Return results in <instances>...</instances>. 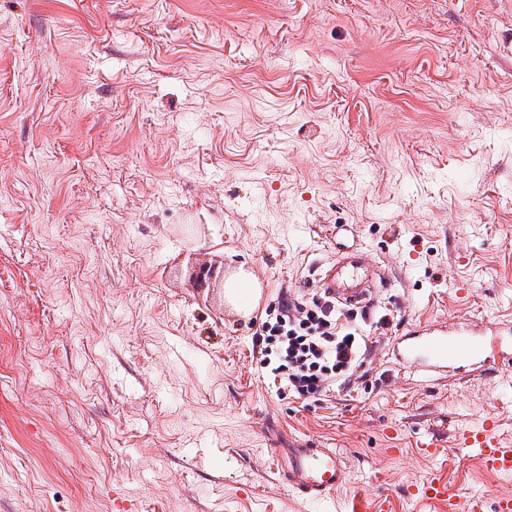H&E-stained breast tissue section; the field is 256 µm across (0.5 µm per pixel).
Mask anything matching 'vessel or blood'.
Listing matches in <instances>:
<instances>
[{
    "label": "vessel or blood",
    "instance_id": "b4317fda",
    "mask_svg": "<svg viewBox=\"0 0 512 512\" xmlns=\"http://www.w3.org/2000/svg\"><path fill=\"white\" fill-rule=\"evenodd\" d=\"M385 275L359 250L342 255L327 266L321 282L326 294L343 304H373ZM397 359L404 364L421 363L430 371L451 366H486L498 361L512 362V325L473 323L453 331L428 326L410 331L395 344ZM464 448L474 450L484 465L497 473L512 475V446L503 445L493 422L467 430ZM288 483L309 499L320 502L335 492L342 479V460L330 448H296L288 455ZM419 499L447 502L448 512H469L468 504L448 491L446 484L428 480L414 489Z\"/></svg>",
    "mask_w": 512,
    "mask_h": 512
}]
</instances>
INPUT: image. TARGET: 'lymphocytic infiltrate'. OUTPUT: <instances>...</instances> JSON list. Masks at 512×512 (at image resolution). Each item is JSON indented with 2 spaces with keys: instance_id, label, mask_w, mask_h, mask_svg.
I'll use <instances>...</instances> for the list:
<instances>
[{
  "instance_id": "1",
  "label": "lymphocytic infiltrate",
  "mask_w": 512,
  "mask_h": 512,
  "mask_svg": "<svg viewBox=\"0 0 512 512\" xmlns=\"http://www.w3.org/2000/svg\"><path fill=\"white\" fill-rule=\"evenodd\" d=\"M394 314L337 304L318 292L266 310L257 338L259 364L289 394L317 398L364 379L363 367Z\"/></svg>"
}]
</instances>
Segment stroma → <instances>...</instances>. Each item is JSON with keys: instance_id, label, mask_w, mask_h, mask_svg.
Here are the masks:
<instances>
[{"instance_id": "stroma-1", "label": "stroma", "mask_w": 512, "mask_h": 512, "mask_svg": "<svg viewBox=\"0 0 512 512\" xmlns=\"http://www.w3.org/2000/svg\"><path fill=\"white\" fill-rule=\"evenodd\" d=\"M351 247L392 329L295 398L256 332ZM474 321L512 324V0H0V512H447L431 478L493 512L512 476L459 437L512 445V365L392 356ZM292 448L343 455L326 501ZM461 445L474 450L488 469L503 475H512V446L502 444L495 434L491 420H487L480 427L467 430L462 435Z\"/></svg>"}]
</instances>
